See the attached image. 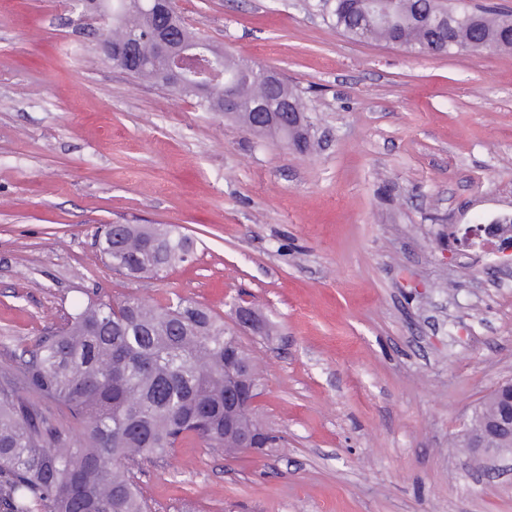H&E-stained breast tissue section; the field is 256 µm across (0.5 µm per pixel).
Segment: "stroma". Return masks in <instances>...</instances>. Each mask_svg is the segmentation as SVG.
<instances>
[{
  "label": "stroma",
  "mask_w": 512,
  "mask_h": 512,
  "mask_svg": "<svg viewBox=\"0 0 512 512\" xmlns=\"http://www.w3.org/2000/svg\"><path fill=\"white\" fill-rule=\"evenodd\" d=\"M208 42L288 78L320 148L246 132L104 57L74 0H0V355L90 294L191 299L259 380L279 447L196 441L145 465L151 512H512V456L460 431L512 380V265L452 224L512 216V50L355 41L320 0H176ZM110 224L176 225L194 255L114 272ZM245 299L270 335L237 327Z\"/></svg>",
  "instance_id": "obj_1"
}]
</instances>
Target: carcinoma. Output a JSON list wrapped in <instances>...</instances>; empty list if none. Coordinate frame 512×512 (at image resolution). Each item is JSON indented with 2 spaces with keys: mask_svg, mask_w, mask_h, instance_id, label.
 <instances>
[{
  "mask_svg": "<svg viewBox=\"0 0 512 512\" xmlns=\"http://www.w3.org/2000/svg\"><path fill=\"white\" fill-rule=\"evenodd\" d=\"M322 7L352 39L398 42L421 56L512 50V17L483 4L323 0ZM110 21L113 45L134 42L133 74L168 84L150 36L159 17L112 0ZM224 67L251 71L235 86L233 115L247 131L299 152L313 148L309 108L284 79L271 85L264 69L230 56ZM182 94L224 111L220 84L205 96ZM277 99L288 100L289 115L256 127L254 108ZM191 249L174 225L127 224L102 255L132 275L147 265L166 272ZM233 357L248 361L224 322L191 300L88 298L63 326L0 360V512H150L139 487L144 464L188 439L233 451L237 436L257 430L248 418L224 429V364Z\"/></svg>",
  "mask_w": 512,
  "mask_h": 512,
  "instance_id": "carcinoma-1",
  "label": "carcinoma"
}]
</instances>
